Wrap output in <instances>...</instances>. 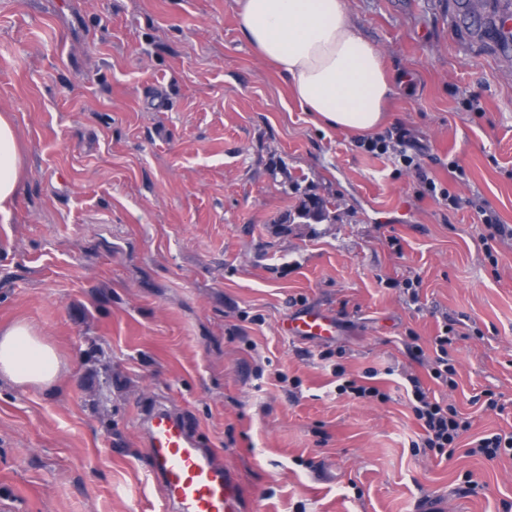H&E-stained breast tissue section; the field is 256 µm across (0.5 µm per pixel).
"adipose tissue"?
Instances as JSON below:
<instances>
[{"instance_id": "adipose-tissue-1", "label": "adipose tissue", "mask_w": 512, "mask_h": 512, "mask_svg": "<svg viewBox=\"0 0 512 512\" xmlns=\"http://www.w3.org/2000/svg\"><path fill=\"white\" fill-rule=\"evenodd\" d=\"M239 26L257 54L288 82L316 125L348 134L374 132L386 117L391 85L381 51L353 22L346 0H235ZM26 173L10 113H0V218L9 219ZM60 359L24 320L0 327V376L52 387Z\"/></svg>"}]
</instances>
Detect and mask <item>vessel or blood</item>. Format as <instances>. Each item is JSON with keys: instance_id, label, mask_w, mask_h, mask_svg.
<instances>
[{"instance_id": "1", "label": "vessel or blood", "mask_w": 512, "mask_h": 512, "mask_svg": "<svg viewBox=\"0 0 512 512\" xmlns=\"http://www.w3.org/2000/svg\"><path fill=\"white\" fill-rule=\"evenodd\" d=\"M289 336L329 340L338 325L331 310L312 308L287 318ZM151 471L173 512H240L237 483L223 465L199 448L183 420L167 406L155 405L144 417Z\"/></svg>"}]
</instances>
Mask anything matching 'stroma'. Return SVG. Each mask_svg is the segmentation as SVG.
<instances>
[{"label": "stroma", "mask_w": 512, "mask_h": 512, "mask_svg": "<svg viewBox=\"0 0 512 512\" xmlns=\"http://www.w3.org/2000/svg\"><path fill=\"white\" fill-rule=\"evenodd\" d=\"M348 6L391 77L384 131L412 128L428 177L512 225V60L457 34L454 0ZM1 112L27 175L0 223V324L37 327L61 368L51 389L0 377V512H168L140 424L158 401L241 512H512V457L411 447L401 387L417 375L470 437L512 432V241L486 254L474 208L316 126L234 0H0ZM307 193L332 223H282ZM307 307L334 340L282 335ZM447 318L453 389L407 353ZM339 366L388 401L338 394Z\"/></svg>", "instance_id": "stroma-1"}]
</instances>
